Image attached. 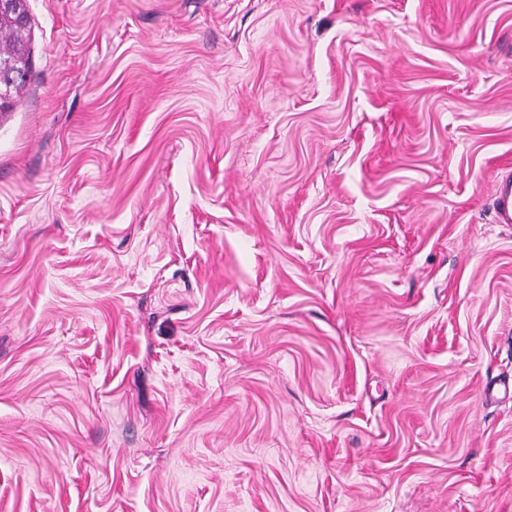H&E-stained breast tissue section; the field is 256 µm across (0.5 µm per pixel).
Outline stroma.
Here are the masks:
<instances>
[{
	"mask_svg": "<svg viewBox=\"0 0 512 512\" xmlns=\"http://www.w3.org/2000/svg\"><path fill=\"white\" fill-rule=\"evenodd\" d=\"M27 7L0 512H512V0ZM494 220L498 224H512V175L495 174L493 177Z\"/></svg>",
	"mask_w": 512,
	"mask_h": 512,
	"instance_id": "stroma-1",
	"label": "stroma"
}]
</instances>
